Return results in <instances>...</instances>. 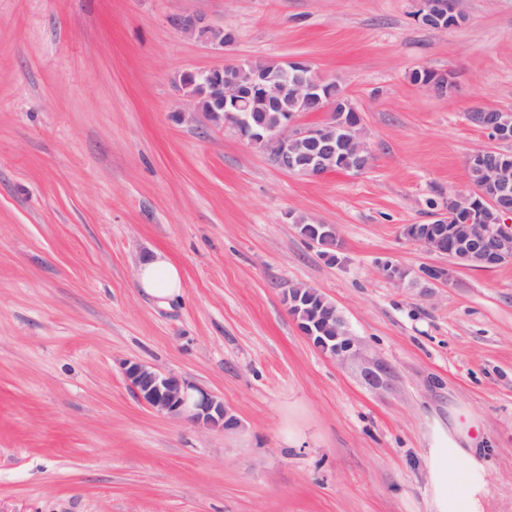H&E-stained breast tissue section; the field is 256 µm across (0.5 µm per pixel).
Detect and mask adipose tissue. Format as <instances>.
<instances>
[{"label": "adipose tissue", "instance_id": "obj_1", "mask_svg": "<svg viewBox=\"0 0 512 512\" xmlns=\"http://www.w3.org/2000/svg\"><path fill=\"white\" fill-rule=\"evenodd\" d=\"M138 285L158 302L178 296L182 289L179 269L163 254H155L139 267ZM433 484L435 512H486L488 474L473 449L464 445L458 431H449L425 452Z\"/></svg>", "mask_w": 512, "mask_h": 512}]
</instances>
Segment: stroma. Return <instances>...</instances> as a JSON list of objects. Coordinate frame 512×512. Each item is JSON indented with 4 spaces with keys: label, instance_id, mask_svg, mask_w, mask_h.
I'll list each match as a JSON object with an SVG mask.
<instances>
[{
    "label": "stroma",
    "instance_id": "1",
    "mask_svg": "<svg viewBox=\"0 0 512 512\" xmlns=\"http://www.w3.org/2000/svg\"><path fill=\"white\" fill-rule=\"evenodd\" d=\"M420 7L0 0V512H432L425 450L451 428L488 467V512H512V262L460 268L402 233L470 192L489 139L467 112L512 111V0H464L439 29ZM229 57L311 61L361 113L370 166L307 179L206 115L179 121L176 75ZM423 68L452 95L415 85ZM299 218L336 226L338 262ZM158 252L183 280L164 304L137 286ZM297 284L362 357L307 341L284 302ZM129 361L212 393L236 427L155 413ZM181 27L188 33L196 34L204 42L221 48L223 52L224 47L233 45L235 40V36L231 31H226L224 28L201 25V22L197 20L184 21Z\"/></svg>",
    "mask_w": 512,
    "mask_h": 512
}]
</instances>
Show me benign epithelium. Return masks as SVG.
Listing matches in <instances>:
<instances>
[{
	"label": "benign epithelium",
	"instance_id": "obj_1",
	"mask_svg": "<svg viewBox=\"0 0 512 512\" xmlns=\"http://www.w3.org/2000/svg\"><path fill=\"white\" fill-rule=\"evenodd\" d=\"M422 2L419 16L426 26L446 28L463 18L459 10L463 0ZM181 27L221 49L235 40L232 32L197 20H187ZM414 82L442 94L453 88L448 74L425 68L414 71ZM178 84L192 105L191 110L179 112L178 118L189 113L219 117V123L266 152L283 172L317 179L347 170L336 166L338 157L371 155L360 112L352 105L347 112L336 111V83L322 79L304 59L284 62L276 75L253 61L228 60L205 72H183ZM260 103L283 113L278 124L257 120ZM306 112H322L325 118L303 123ZM466 119L494 142L467 158V167L480 171L481 185L474 184L469 193L448 199V211L437 215L435 223L408 224L403 234L439 255L447 254L444 245L450 238L458 250L457 259L475 256L484 267L495 268L512 260V154L500 150L501 145L512 143V114L486 107L466 113ZM316 293L317 289L304 285L289 289L284 297L288 311ZM296 323L315 348L341 363L360 354L358 340L334 307ZM124 374L137 397L159 413L223 430L236 425L224 402L178 376L136 362L125 364Z\"/></svg>",
	"mask_w": 512,
	"mask_h": 512
}]
</instances>
